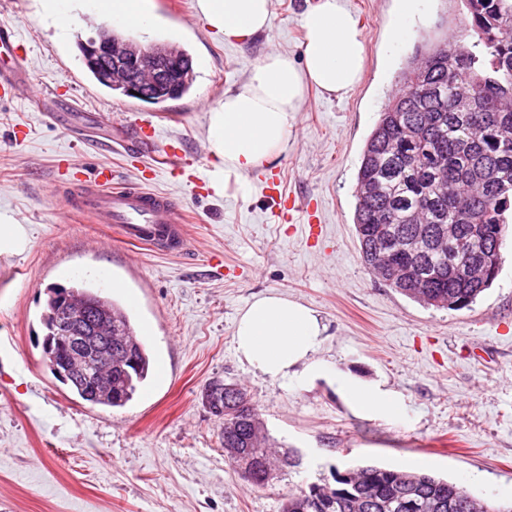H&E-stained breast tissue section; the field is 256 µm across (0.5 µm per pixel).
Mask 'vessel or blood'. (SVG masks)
<instances>
[{
	"instance_id": "1",
	"label": "vessel or blood",
	"mask_w": 512,
	"mask_h": 512,
	"mask_svg": "<svg viewBox=\"0 0 512 512\" xmlns=\"http://www.w3.org/2000/svg\"><path fill=\"white\" fill-rule=\"evenodd\" d=\"M17 47L14 33L0 28V91L12 94L28 81L27 73L7 57ZM158 126L154 118L140 117L135 123L134 140L128 156L155 145ZM84 215L96 224H115L132 243L143 244L166 254L189 253L184 217L178 203L169 195L151 190L147 184L118 185L112 171L101 168L89 181H76Z\"/></svg>"
}]
</instances>
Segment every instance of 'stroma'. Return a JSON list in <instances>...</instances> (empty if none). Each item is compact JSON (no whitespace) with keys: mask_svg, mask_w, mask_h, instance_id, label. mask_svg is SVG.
<instances>
[{"mask_svg":"<svg viewBox=\"0 0 512 512\" xmlns=\"http://www.w3.org/2000/svg\"><path fill=\"white\" fill-rule=\"evenodd\" d=\"M316 0H271V24L247 43H226L197 0H154L142 43L170 40L193 61L179 100L149 104L88 74L79 45L106 28L77 7L57 34L36 0H0V23L21 40L28 85L0 95V217L22 240L0 251V512H281L288 494L331 482L334 471L374 464L456 482L473 495L512 501V221L492 286L471 307L423 306L364 267L353 196L361 153L380 112L401 88L417 44L464 35L462 0H345L359 20L367 65L347 96L310 90L288 151L272 163L295 202L275 221L259 173L246 193L212 182L208 111L272 50L300 59L303 13ZM404 27L401 42L393 32ZM159 121L158 144L124 153L135 115ZM196 159L190 177L156 167L159 147ZM80 179L111 168L120 183L154 170L153 189L184 208L191 251L159 254L123 241L78 209L68 161ZM318 220H307L308 212ZM69 277H60L62 268ZM88 279L131 308L152 371L122 408L83 402L43 360L41 314L50 288ZM271 292L304 303L327 327L318 353L332 368L379 381L405 404L402 418L353 414L328 378L272 380L239 361V313ZM242 384L271 440L298 455L262 488L224 459V423L203 400L214 381Z\"/></svg>","mask_w":512,"mask_h":512,"instance_id":"obj_1","label":"stroma"}]
</instances>
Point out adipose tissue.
Instances as JSON below:
<instances>
[{"label":"adipose tissue","instance_id":"obj_1","mask_svg":"<svg viewBox=\"0 0 512 512\" xmlns=\"http://www.w3.org/2000/svg\"><path fill=\"white\" fill-rule=\"evenodd\" d=\"M207 24L225 41L243 43L270 26V0H197ZM302 60L268 52L236 89L209 112L207 140L223 178L221 190L246 191L250 171L284 153L309 89L342 97L359 85L366 66L358 21L344 0H316L302 18ZM326 330L316 311L278 294L255 298L240 313L236 352L253 374L273 380L330 374L316 353ZM336 392L366 418L404 412L398 395L380 382L334 374Z\"/></svg>","mask_w":512,"mask_h":512}]
</instances>
